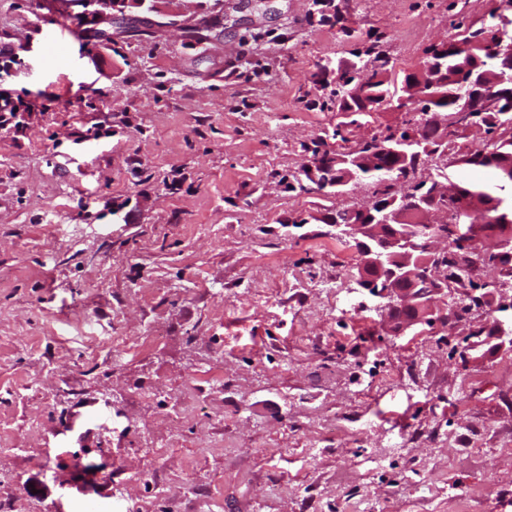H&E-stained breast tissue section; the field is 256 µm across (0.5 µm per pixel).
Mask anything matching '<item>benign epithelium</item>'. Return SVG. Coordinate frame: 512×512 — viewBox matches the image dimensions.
Here are the masks:
<instances>
[{
  "mask_svg": "<svg viewBox=\"0 0 512 512\" xmlns=\"http://www.w3.org/2000/svg\"><path fill=\"white\" fill-rule=\"evenodd\" d=\"M498 24L485 30L477 39L461 43L447 39L430 46L425 59L414 70L408 72L402 82L398 97L391 101L392 112H418L419 103L429 93L445 87L443 80L446 66L444 58L452 49L465 57L475 56L474 50L488 51L498 60L494 69L481 66L471 69L468 90L458 96L456 107L451 114H431V121L442 126L445 133L437 134L435 143L423 140L413 130L405 137L398 136L380 144V149L398 158L399 163L392 171L391 181H406L411 175V162L424 155L449 158L446 166L458 163L448 157V132L466 130L472 126H482L483 113H512V93L504 90L506 83L512 82V0H501ZM363 141L353 149L339 152L331 162L332 177L321 182L322 190L339 196L346 186L360 174L361 170L372 166L374 151L366 149ZM444 196L457 200L456 220L459 224H473V217H481V223L494 224L496 217L491 214L490 205L479 196H462L451 179L436 182L432 194L406 193L401 204L392 208L386 204L369 203L359 212L370 216L368 224H335L337 235L341 237L363 238L364 253L358 268L359 282L369 279L367 269L374 267L386 273L385 289L376 296L388 300V304L409 312L407 321L398 329L404 330L428 319L432 315V296L440 289L448 287L447 272L433 263L435 255L442 252L440 245L448 242L446 235H436L420 244V225L410 223L414 215H419L425 224L448 223V212L441 206L429 204L430 196ZM467 236L489 240L495 250L512 249L509 236L489 235L476 229Z\"/></svg>",
  "mask_w": 512,
  "mask_h": 512,
  "instance_id": "7a95c632",
  "label": "benign epithelium"
}]
</instances>
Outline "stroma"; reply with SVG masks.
<instances>
[{
	"mask_svg": "<svg viewBox=\"0 0 512 512\" xmlns=\"http://www.w3.org/2000/svg\"><path fill=\"white\" fill-rule=\"evenodd\" d=\"M499 0H0V512H512V279L397 311L295 189L372 43L404 75ZM341 130L343 140L333 137Z\"/></svg>",
	"mask_w": 512,
	"mask_h": 512,
	"instance_id": "1",
	"label": "stroma"
}]
</instances>
